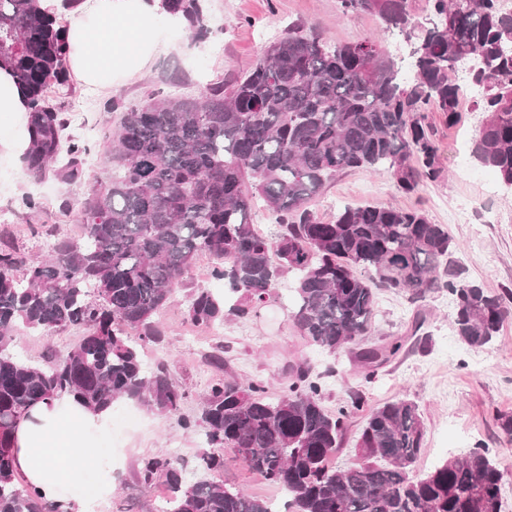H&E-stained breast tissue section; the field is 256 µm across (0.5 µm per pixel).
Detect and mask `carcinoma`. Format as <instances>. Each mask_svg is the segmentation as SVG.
I'll list each match as a JSON object with an SVG mask.
<instances>
[{
    "mask_svg": "<svg viewBox=\"0 0 512 512\" xmlns=\"http://www.w3.org/2000/svg\"><path fill=\"white\" fill-rule=\"evenodd\" d=\"M420 22L412 0H338L344 16L378 15L384 30L406 39L414 76L376 40L332 44L315 29L290 25L228 92L216 83L203 96H151L124 113L105 159L112 171L77 207L81 237L49 248L46 259L0 246V512H67L19 483L13 433L31 409L68 397L92 412L127 398L189 431L205 430L203 478L189 482L167 454L142 460L145 484L165 478L164 512H273L272 503L213 481L227 460L258 471L288 495L283 512H502V470L479 444L416 473L424 423L415 403L394 400L363 420L359 461L332 467L347 425L361 411L359 392L330 412L324 374L301 367L276 397L259 380L210 386L196 417L181 415L187 393L162 367L144 371L140 349L160 341L157 316L189 277L195 258L214 259L212 276L227 285L188 299L198 326L224 323V307L245 318L276 300L279 279L295 276L300 333L334 353L373 335L376 289L412 300L446 292L451 326L468 347L488 349L512 320V291L488 293L464 276L457 246L420 210L346 207L330 222L307 208L325 183L355 169L388 174L415 192L442 174L427 113L458 120L459 74L479 91L485 117L471 143L473 158L512 189V13L500 0H426ZM193 38L209 33L199 0H161ZM69 45L38 0H0V69L27 94L33 180L84 177L89 146L66 133L57 100L68 86ZM279 226L268 238L252 221L255 200ZM85 327L65 363L30 364L12 352L16 335L54 336ZM136 340H131V335ZM405 339L354 353L365 381L403 349Z\"/></svg>",
    "mask_w": 512,
    "mask_h": 512,
    "instance_id": "cac0c4a2",
    "label": "carcinoma"
}]
</instances>
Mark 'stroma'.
Listing matches in <instances>:
<instances>
[{"mask_svg": "<svg viewBox=\"0 0 512 512\" xmlns=\"http://www.w3.org/2000/svg\"><path fill=\"white\" fill-rule=\"evenodd\" d=\"M211 33L192 39L185 25L161 20L158 42L149 56L133 58L125 70L112 76V87L95 92L73 85L64 96L71 118L70 133L90 146L93 166L76 183L54 177L32 182L24 164L0 154V240L9 241L24 256L46 252L49 238L75 239L82 228L74 213L61 212L62 202H77L95 181H107L103 145L121 114L106 103L117 99L124 107L141 103L152 94L201 96L214 83L232 85L289 24L316 26L330 41H381L387 55L408 64L406 44L398 33L384 30L377 16H341L336 0H203ZM483 117L474 99L462 100L459 120L447 124L437 112L428 121L441 151L443 174L414 194L398 191L386 174L353 170L336 176L308 204L322 221H329L346 206L368 203L422 210L429 221L447 228L460 247L458 258L469 280L489 293L512 290V192L504 190L497 172L479 165L470 154L471 138ZM42 203L32 214L20 205L25 194ZM47 225L48 235L38 234ZM211 264H194L187 282L178 287L158 317L163 336L141 351L146 370L164 367L189 398L184 414H196L198 402L218 380L259 379L278 393L293 368L306 364L327 372L323 403L328 409L348 401L350 392L362 391L368 407L388 400L417 404L425 425V445L417 467L426 471L444 459L460 456L484 443L504 471L503 512H512V439L502 433L497 415H512V320L500 330L493 347L480 353L461 343L450 325L453 302L435 294L414 302L407 295L383 289L378 294L374 340L411 334L414 319L426 348L406 345L387 363L373 382L348 351L330 353L301 336L288 310L292 306V276L281 280L279 299L246 319L225 314L220 332L190 325L184 318L186 300L198 288L220 293L223 282L213 279ZM84 331L75 327L52 337L33 332L17 336L13 351L24 362L37 364L47 357L65 356ZM179 447L178 457L193 470L205 447L203 429L183 430L176 418L166 417L139 403H114L108 421L95 436L101 457L118 461L113 473L116 489L101 501L97 512H159V497L166 492L163 479L142 483V458Z\"/></svg>", "mask_w": 512, "mask_h": 512, "instance_id": "obj_1", "label": "stroma"}]
</instances>
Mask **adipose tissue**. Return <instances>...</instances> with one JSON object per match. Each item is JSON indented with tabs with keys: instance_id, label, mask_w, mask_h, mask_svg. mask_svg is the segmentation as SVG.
Listing matches in <instances>:
<instances>
[{
	"instance_id": "adipose-tissue-1",
	"label": "adipose tissue",
	"mask_w": 512,
	"mask_h": 512,
	"mask_svg": "<svg viewBox=\"0 0 512 512\" xmlns=\"http://www.w3.org/2000/svg\"><path fill=\"white\" fill-rule=\"evenodd\" d=\"M43 12L64 23L69 43L66 66L81 84L95 90L112 86V67L120 55H146L154 47V19L160 0H40ZM142 18L144 33L115 29L125 15ZM0 112L10 115L9 132L0 131V149L24 155L30 146L28 109L23 92L0 70ZM98 414L73 406L64 417L59 402L33 408L29 420L15 432V468L26 484L48 500L58 499L63 487L78 484L81 492L67 502L68 512H94L98 501L112 492V475L102 471L87 431Z\"/></svg>"
}]
</instances>
